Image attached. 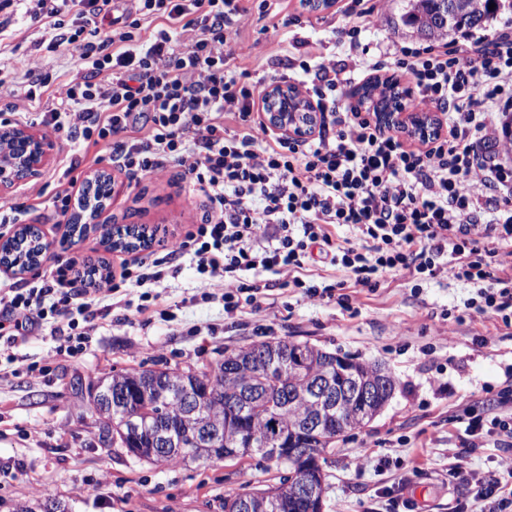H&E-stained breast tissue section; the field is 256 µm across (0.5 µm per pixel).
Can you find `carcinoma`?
<instances>
[{
  "mask_svg": "<svg viewBox=\"0 0 512 512\" xmlns=\"http://www.w3.org/2000/svg\"><path fill=\"white\" fill-rule=\"evenodd\" d=\"M399 19L395 27H404L427 38L438 39L448 33L479 25L500 7L498 0H403ZM494 9H489L490 4ZM99 201V193H94L91 204L73 215L70 237L81 240L92 231L101 232L107 249L120 248L127 251L144 249L137 228L128 227V233L120 235L117 229L102 224H89L84 217L94 216ZM0 263L8 261L21 269L32 268L41 263L47 249L39 228L25 226L19 240L11 248H2ZM336 354L315 345L288 341H268L224 352V359L215 367L200 372L177 368H157L146 370L117 371L98 379L120 389L124 395V405L112 409L104 429L112 431V442L123 448H136L145 461L157 466H172L184 462L176 450H169L161 456H150L153 444L150 431L163 427L171 431L176 445L184 448L196 447L194 427L186 420L183 398L178 395L163 396L154 387L162 379L180 373L182 392L195 399L197 416L217 423L224 428V447L239 448L237 458L258 456L281 469L285 460L264 451L268 447V437L278 435L283 442L297 448H307L312 453H320L326 448L336 447V443L349 432L361 428L367 421L356 416L347 406L340 408L322 432L301 435L300 422L311 413L312 405L305 399H294L284 403L280 399V386L303 377L316 379L329 376L335 385H340L338 374L333 367ZM248 377L263 385L262 393L256 402L242 410L237 406V392L240 382ZM96 382V383H98ZM96 383L71 382V389L81 404L92 414H97L92 390ZM145 412L146 426L136 429L125 421L126 410ZM285 479L270 487V491L282 492V512H307L309 505L296 500L284 490Z\"/></svg>",
  "mask_w": 512,
  "mask_h": 512,
  "instance_id": "1",
  "label": "carcinoma"
}]
</instances>
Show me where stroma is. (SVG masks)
I'll use <instances>...</instances> for the list:
<instances>
[{
	"label": "stroma",
	"instance_id": "1",
	"mask_svg": "<svg viewBox=\"0 0 512 512\" xmlns=\"http://www.w3.org/2000/svg\"><path fill=\"white\" fill-rule=\"evenodd\" d=\"M259 4H248L241 31L246 51L232 61L237 70L271 86L303 80L300 62L309 54L354 68V60L334 43L335 30L350 22L351 0H330L328 8L317 11L286 0L281 13L263 19ZM402 5V0H379L377 24L359 35L368 54L427 46V39L394 29L391 20ZM30 8L29 0H13L0 10V64L22 57L69 79L78 63L40 46L43 30ZM52 140L55 151L43 176L11 194L20 206L17 225L39 223L51 256L35 269L7 275L19 288L48 273L54 259L77 255L114 268L121 261L96 233L63 246L66 219L52 201L65 181L74 145L58 133ZM100 153V147H85V160L74 172L81 181L101 172L115 179L119 190L100 223L156 224L171 238L200 223L203 202L181 168L131 181ZM474 294V286L461 281L436 279L417 289L408 278L389 275L376 290L356 293L347 310L333 300H309L301 289L274 280L261 308L247 306L230 316L221 296L204 297L194 264L183 259L147 314L134 310L140 289L120 288L110 310L95 312L93 329L76 357L52 358L57 341L47 330L18 343L14 358L0 353V512L47 498L62 502L68 512H221L225 495L273 483L274 473L256 457L158 467L120 446L105 445L69 382L132 368L202 371L222 360L225 351L278 340L381 363L396 382L384 409L366 427L350 432L326 459L323 512H386L385 488L401 475L408 480L407 496L424 512H448L450 457L462 452L467 468L483 470L500 454L493 447L463 449L458 418L468 409L481 411L512 370V327L480 316L442 320L443 310L462 307ZM20 358L37 366L38 375L18 371Z\"/></svg>",
	"mask_w": 512,
	"mask_h": 512
}]
</instances>
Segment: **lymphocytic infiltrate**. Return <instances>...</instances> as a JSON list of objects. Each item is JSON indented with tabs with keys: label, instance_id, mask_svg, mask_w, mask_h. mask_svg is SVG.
I'll use <instances>...</instances> for the list:
<instances>
[{
	"label": "lymphocytic infiltrate",
	"instance_id": "1",
	"mask_svg": "<svg viewBox=\"0 0 512 512\" xmlns=\"http://www.w3.org/2000/svg\"><path fill=\"white\" fill-rule=\"evenodd\" d=\"M37 0L53 49L82 68L67 83L49 71L24 70L26 89L0 80V99L24 95L53 102L41 122L71 141L102 145L133 177L184 167L207 201L204 223L162 241L165 261L191 255L200 284L223 289L225 313L261 304L256 277H290L312 299H338L333 286L304 281L312 269L340 268L352 287L376 289L386 274L418 281L448 277L475 286L468 315L512 327V151L492 152L503 118L512 116V25L492 38L456 47L390 51L345 70L335 61L303 65L301 94L322 112L316 137L274 132L258 111L263 81L228 62L241 49L242 0ZM395 70L414 84L417 107L440 109L445 132L407 146L376 113L345 111L347 87ZM354 235L341 238L337 227ZM162 271L146 261L88 280L77 258L55 263L28 288L0 289V343L50 327L56 354L77 355L88 319L117 283L160 287ZM471 447L512 439V413L498 407L465 415ZM468 486L451 512H512V458L491 469L448 468V486Z\"/></svg>",
	"mask_w": 512,
	"mask_h": 512
}]
</instances>
